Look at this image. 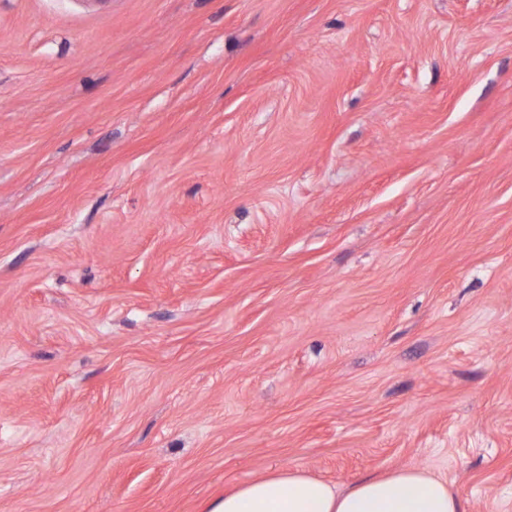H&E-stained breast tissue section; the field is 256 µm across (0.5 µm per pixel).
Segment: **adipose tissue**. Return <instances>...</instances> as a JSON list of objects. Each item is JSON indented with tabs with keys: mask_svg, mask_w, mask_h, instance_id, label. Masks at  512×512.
I'll return each mask as SVG.
<instances>
[{
	"mask_svg": "<svg viewBox=\"0 0 512 512\" xmlns=\"http://www.w3.org/2000/svg\"><path fill=\"white\" fill-rule=\"evenodd\" d=\"M211 512H462L446 480L418 469L368 478L348 491L278 469L225 493Z\"/></svg>",
	"mask_w": 512,
	"mask_h": 512,
	"instance_id": "adipose-tissue-1",
	"label": "adipose tissue"
}]
</instances>
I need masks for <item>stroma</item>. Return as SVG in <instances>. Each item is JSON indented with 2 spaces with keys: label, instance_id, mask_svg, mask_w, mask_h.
I'll return each mask as SVG.
<instances>
[{
  "label": "stroma",
  "instance_id": "obj_1",
  "mask_svg": "<svg viewBox=\"0 0 512 512\" xmlns=\"http://www.w3.org/2000/svg\"><path fill=\"white\" fill-rule=\"evenodd\" d=\"M278 468L512 512V0H0V512Z\"/></svg>",
  "mask_w": 512,
  "mask_h": 512
}]
</instances>
